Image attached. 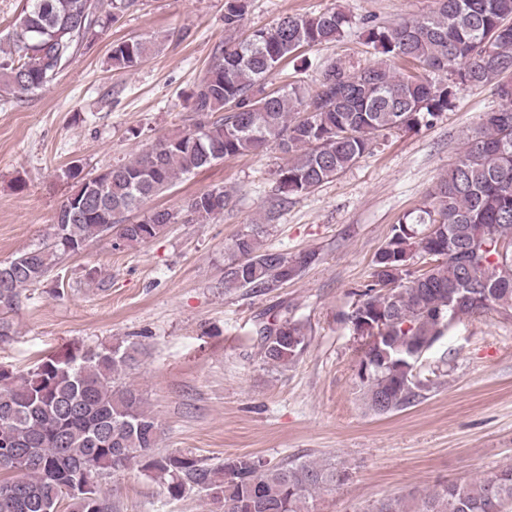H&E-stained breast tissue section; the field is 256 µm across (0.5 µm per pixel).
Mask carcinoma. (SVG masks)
<instances>
[{
	"mask_svg": "<svg viewBox=\"0 0 512 512\" xmlns=\"http://www.w3.org/2000/svg\"><path fill=\"white\" fill-rule=\"evenodd\" d=\"M136 0H26L18 25L0 41V91L18 96L46 88L77 56L103 18ZM247 0H226L224 32L239 30ZM339 12L288 15L242 40L217 46L192 94L195 130L169 133L133 159L110 168L111 179L88 214L63 221L64 234L44 247L0 262V342L16 335L9 313L40 284L62 254L111 233L122 248L159 237L175 223L166 209L137 224L141 209L175 180L229 157L274 147L283 162L272 173L283 202L309 193L372 150L381 135L437 123L452 106L453 87L496 82L502 104L483 115L456 161L428 192L416 216L392 225L375 255L371 280L346 315L353 330L380 339L362 344L358 377L371 411L411 404L423 384L415 366L463 318L512 317V0H437L436 10L394 27L373 26L367 45L381 61L353 71L331 64L319 82L298 79L282 90L267 80L303 49L340 39ZM156 49L148 39L112 45L115 70L140 65ZM451 81L400 72L396 62ZM232 203L222 188L192 197L186 211L205 221ZM261 227L240 233L224 260L227 291L272 292L313 264L262 247ZM420 264L415 273L411 266ZM264 359L295 362L308 327L283 316L260 317L255 329ZM139 362L133 343L73 348L27 370L0 365V512H118L106 487L132 464L166 485L171 499L198 492L215 512H315L323 491L350 479L334 463L288 459L269 466L252 456L210 463L186 452L157 451L159 424L142 392L124 381ZM368 512H512V466L471 482H447L411 509L389 497Z\"/></svg>",
	"mask_w": 512,
	"mask_h": 512,
	"instance_id": "cac0c4a2",
	"label": "carcinoma"
}]
</instances>
